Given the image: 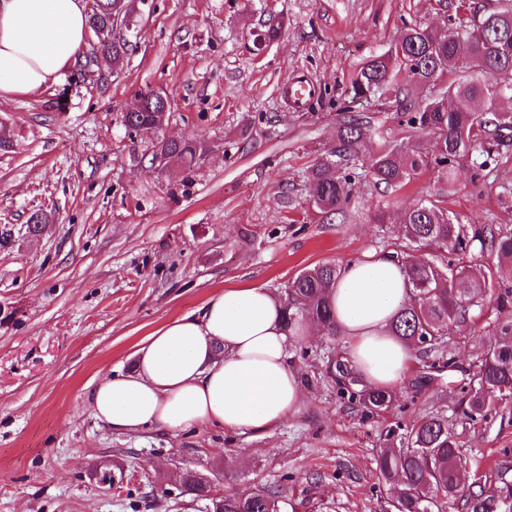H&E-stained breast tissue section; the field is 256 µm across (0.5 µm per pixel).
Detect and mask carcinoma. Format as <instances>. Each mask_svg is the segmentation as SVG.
Instances as JSON below:
<instances>
[{
	"label": "carcinoma",
	"instance_id": "carcinoma-1",
	"mask_svg": "<svg viewBox=\"0 0 512 512\" xmlns=\"http://www.w3.org/2000/svg\"><path fill=\"white\" fill-rule=\"evenodd\" d=\"M116 7L117 0H97L89 27H113ZM480 19L485 25L452 20L444 31L411 25L394 49L371 58L356 73L350 91L354 101L409 85L430 89L424 99H396L400 123L412 134L377 156L370 167L375 185L402 188L431 167L451 185L461 159L476 156L473 168L483 171L493 161L494 146L512 137V89L502 95L490 90L498 73L512 72V50H505L512 47V6L485 12ZM281 34L282 23L270 20L257 34L256 46L274 42ZM126 53L127 42L114 38L92 49L88 64L115 67ZM450 73H467L469 78L449 83ZM141 102L140 111L124 114V123L155 136L153 160L194 166L202 157L196 141L156 136L157 116L168 110L167 99L148 92ZM368 127L369 121L340 113L334 158L314 164L307 180L309 198L319 210L336 212L351 203L353 175L348 167L364 146ZM420 132L435 139L433 155L422 151ZM400 224L408 252L396 260L408 277L411 295L392 329L419 353L421 365L412 387L418 392L446 371L459 372L456 412L468 424L485 421L493 411L512 404V233L457 224L447 209L431 201L405 210ZM422 247L443 250L448 260L426 262L410 254ZM488 254L497 258L496 264L466 262ZM336 275L337 266L330 263L301 271L286 288L287 324L308 319L327 334L339 335L329 304ZM488 291L496 294V339L466 370L452 351L451 333ZM328 371L337 395L359 407L363 417L383 418L395 409L394 391L362 386L345 353L328 360ZM385 437L389 447L377 454L376 471L392 491L391 512H447L453 507L462 512H512L511 486L491 494L480 485L461 490L466 461L448 416L431 412L410 424L397 422ZM178 484L183 493L210 497L209 483L189 472L179 476ZM282 494L280 484L264 485L248 496L226 494L223 512H280Z\"/></svg>",
	"mask_w": 512,
	"mask_h": 512
}]
</instances>
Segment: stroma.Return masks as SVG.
Segmentation results:
<instances>
[{"mask_svg": "<svg viewBox=\"0 0 512 512\" xmlns=\"http://www.w3.org/2000/svg\"><path fill=\"white\" fill-rule=\"evenodd\" d=\"M128 21L114 37L132 47L122 65L98 71L90 47L53 86L0 100L14 130L0 151V512H205L175 487L180 470L208 477L215 494H241L287 475L281 512H386L389 490L373 473L386 420H362L340 401L328 355L345 342L322 334L307 358L302 402L262 434L220 426L119 433L97 421L89 392L135 366L139 344L214 292L257 284L283 296L299 272L370 252L404 250L401 214L423 200L461 223L512 230V141L495 168L473 179L460 161L450 188L430 170L392 190L355 184L346 214L311 204L306 177L336 147L337 107L361 64L386 53L404 25L444 28L504 0H124ZM281 21L261 53L253 33ZM318 92L289 109L282 86L295 72ZM168 96L158 134L192 138L193 168L153 164L152 139L123 115L138 93ZM372 131L361 150L369 168L404 141L394 100L362 103ZM52 215L27 234L34 212ZM385 223H376L377 214ZM496 301L452 333L468 366L491 343ZM405 419L452 413L447 379L396 390ZM474 478L489 491L512 484V410L457 425ZM112 471V487L94 475Z\"/></svg>", "mask_w": 512, "mask_h": 512, "instance_id": "35a3bbf8", "label": "stroma"}]
</instances>
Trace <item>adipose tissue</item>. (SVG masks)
Listing matches in <instances>:
<instances>
[{
    "label": "adipose tissue",
    "instance_id": "1",
    "mask_svg": "<svg viewBox=\"0 0 512 512\" xmlns=\"http://www.w3.org/2000/svg\"><path fill=\"white\" fill-rule=\"evenodd\" d=\"M87 29L85 0H0V99L57 83ZM409 298L407 278L391 257L339 264L329 303L364 385L393 390L402 383L412 350L391 324ZM313 333L307 323L287 327L282 302L267 288H227L146 337L132 372L92 389L89 406L124 433L150 425L265 432L301 404L289 348Z\"/></svg>",
    "mask_w": 512,
    "mask_h": 512
}]
</instances>
